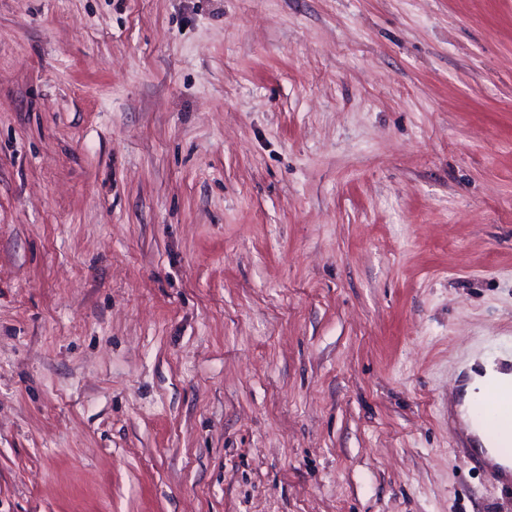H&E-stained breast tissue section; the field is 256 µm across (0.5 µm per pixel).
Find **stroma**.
Segmentation results:
<instances>
[{
	"label": "stroma",
	"instance_id": "obj_1",
	"mask_svg": "<svg viewBox=\"0 0 512 512\" xmlns=\"http://www.w3.org/2000/svg\"><path fill=\"white\" fill-rule=\"evenodd\" d=\"M512 0H0V512H512ZM479 362L482 368H477V371L470 370V379L464 388L463 417L468 421L470 431L479 439L482 450L485 449L487 456L493 459L496 463L501 465L506 471H510L511 461L501 458L495 448H492L488 442L487 436L481 430L474 428L468 418V409L472 401L481 396H485L487 384L490 379H497L503 384H509L512 381V373L507 366H502L496 362L495 357H481ZM489 396L490 402L484 399L476 409V416L488 432L494 433L499 421L506 418L512 421V389L494 387Z\"/></svg>",
	"mask_w": 512,
	"mask_h": 512
}]
</instances>
